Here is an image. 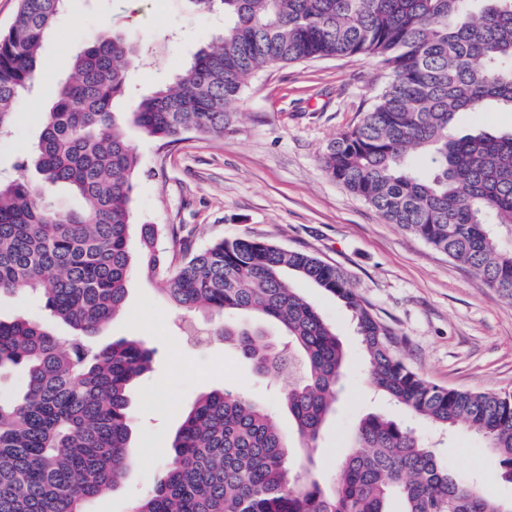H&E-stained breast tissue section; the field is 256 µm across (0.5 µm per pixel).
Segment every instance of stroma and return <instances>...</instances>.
Segmentation results:
<instances>
[{
    "instance_id": "35a3bbf8",
    "label": "stroma",
    "mask_w": 512,
    "mask_h": 512,
    "mask_svg": "<svg viewBox=\"0 0 512 512\" xmlns=\"http://www.w3.org/2000/svg\"><path fill=\"white\" fill-rule=\"evenodd\" d=\"M223 27L222 15L192 11L184 0H67L40 50L37 92L17 100L12 132L0 138V173L13 174L19 152L37 139L57 87L71 75V57L100 30L158 45L130 73L140 97L171 81ZM390 80V72L368 56L273 65L242 93L237 132L221 140L188 133L164 149L136 126L119 122L118 131L139 158L134 221L169 225L196 248L248 236L336 265L394 331L411 369L447 388L512 391V303L447 255L387 223L322 166L326 145L360 122ZM288 282L336 329L349 357L315 453V470L327 482L367 414L385 412L402 424L413 418L374 392L350 312L305 279L292 275ZM16 315L49 322L61 336L72 333L33 294L0 298V316ZM180 321L156 283L136 274L127 284L125 313L92 338L100 346L139 338L154 356L129 390L132 463L110 494L88 504V512H132L168 463L183 417L203 393L240 389L267 406L280 428L288 426L281 389L289 374L275 381L256 372L219 336L191 342ZM441 456L455 470L477 477L489 496L512 500V482L479 435L455 434Z\"/></svg>"
}]
</instances>
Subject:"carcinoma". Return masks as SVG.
<instances>
[{
	"mask_svg": "<svg viewBox=\"0 0 512 512\" xmlns=\"http://www.w3.org/2000/svg\"><path fill=\"white\" fill-rule=\"evenodd\" d=\"M66 0H21L0 35V137L18 98L32 92L43 42ZM224 14L216 42L170 84L134 102L133 123L168 146L193 132L235 130V105L259 70L328 56L379 58L392 80L353 129L322 155L327 174L396 224L472 271L512 302V131L459 136L464 112L512 110V0H188ZM142 49L102 31L72 58L73 76L45 112L18 174L0 179V296L28 291L76 331L0 318V370L20 367L17 397L0 396V512H87L131 465L130 385L153 351L90 337L123 308L135 273L154 279L181 312L222 320L224 337L260 372L293 369L282 393L291 432L239 389L201 395L172 441L173 459L134 512H512L455 473L417 430L386 414L359 422L327 489L312 474L314 449L333 411L346 353L317 307L289 285L292 272L351 312L374 389L432 429L482 435L512 482V393L431 383L396 353L394 333L343 271L266 240L221 238L202 249L164 224L132 223L138 156L115 131V102ZM81 200L58 209L45 184ZM256 313L282 328L279 345L237 322ZM310 445L289 457V437Z\"/></svg>",
	"mask_w": 512,
	"mask_h": 512,
	"instance_id": "obj_1",
	"label": "carcinoma"
}]
</instances>
